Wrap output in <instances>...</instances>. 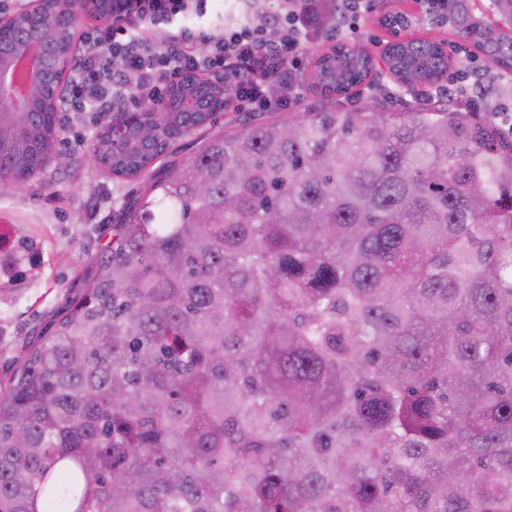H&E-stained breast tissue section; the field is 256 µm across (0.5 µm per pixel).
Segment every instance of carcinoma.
Returning <instances> with one entry per match:
<instances>
[{
	"instance_id": "carcinoma-1",
	"label": "carcinoma",
	"mask_w": 512,
	"mask_h": 512,
	"mask_svg": "<svg viewBox=\"0 0 512 512\" xmlns=\"http://www.w3.org/2000/svg\"><path fill=\"white\" fill-rule=\"evenodd\" d=\"M69 7L20 15L0 52L49 25L46 60L74 57ZM385 52L411 89L448 70L433 40ZM334 62L302 118L212 134L112 225L0 390V512H512V142L446 102L363 103L367 63ZM181 85L98 163L137 178L211 123L224 83ZM57 109L18 118L1 180L42 171ZM37 248L16 238L0 278Z\"/></svg>"
}]
</instances>
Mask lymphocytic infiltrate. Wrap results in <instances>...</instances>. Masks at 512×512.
Masks as SVG:
<instances>
[{"label":"lymphocytic infiltrate","mask_w":512,"mask_h":512,"mask_svg":"<svg viewBox=\"0 0 512 512\" xmlns=\"http://www.w3.org/2000/svg\"><path fill=\"white\" fill-rule=\"evenodd\" d=\"M318 0H288L282 13L248 21L260 0H243L236 22L217 33L197 24L207 0H118L112 16L78 35L79 67L65 83V109L106 116L130 102L162 104L166 77L218 75L231 91L228 112L282 111L299 97L297 71L321 32ZM209 45L198 52V43Z\"/></svg>","instance_id":"lymphocytic-infiltrate-1"}]
</instances>
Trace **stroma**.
Here are the masks:
<instances>
[{
    "label": "stroma",
    "instance_id": "35a3bbf8",
    "mask_svg": "<svg viewBox=\"0 0 512 512\" xmlns=\"http://www.w3.org/2000/svg\"><path fill=\"white\" fill-rule=\"evenodd\" d=\"M409 0H374V10L361 24L357 44L382 54L390 41L381 18L403 11ZM411 37L435 39L449 47V68L443 86L452 88L454 103L467 109L468 94L461 79L464 71L482 69L486 74L481 113H512V85L503 84L494 63L477 55L474 43L456 39L448 30L418 26ZM296 107L268 115L265 112H221L210 127L176 135L170 152L189 156L197 152L212 128L239 129L268 118L286 121L301 117L316 101L309 82H302ZM57 148L66 166L48 162L41 173L19 185L0 181V230L33 236L40 244L41 267L37 277L25 278L11 288H0V384H8L21 368L31 346L66 302L84 288L95 272L96 257L111 234L126 203L140 190L142 179L116 176L96 165L92 148L111 123L95 112L58 111Z\"/></svg>",
    "mask_w": 512,
    "mask_h": 512
}]
</instances>
